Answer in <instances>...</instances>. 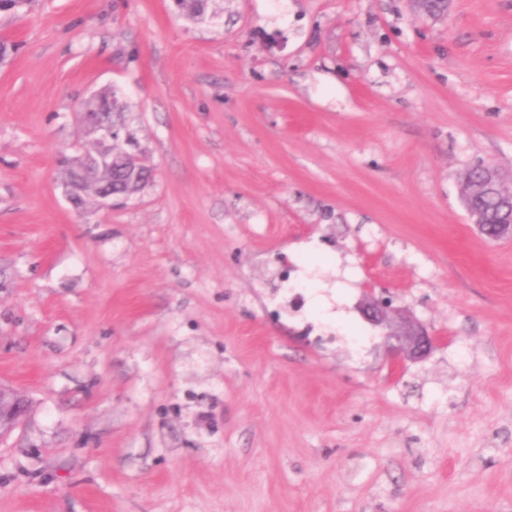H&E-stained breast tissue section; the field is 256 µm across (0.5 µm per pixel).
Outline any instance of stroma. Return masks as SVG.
Segmentation results:
<instances>
[{
    "label": "stroma",
    "instance_id": "obj_1",
    "mask_svg": "<svg viewBox=\"0 0 512 512\" xmlns=\"http://www.w3.org/2000/svg\"><path fill=\"white\" fill-rule=\"evenodd\" d=\"M0 41V512H512V237L458 195L512 193V0H33ZM109 87L154 178L76 210ZM364 316L376 325H383L392 321L391 315L396 313L389 298L370 297L362 305ZM386 336L395 339L396 344L391 348L396 354L412 359L425 357L434 345V338L416 321L405 316L399 317L396 329ZM26 413L25 400L0 385V439L19 427Z\"/></svg>",
    "mask_w": 512,
    "mask_h": 512
}]
</instances>
